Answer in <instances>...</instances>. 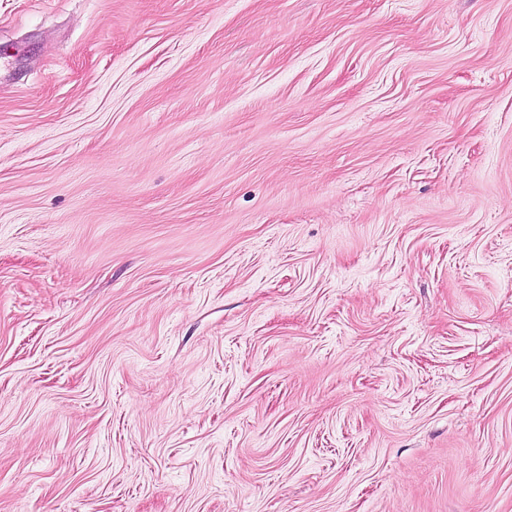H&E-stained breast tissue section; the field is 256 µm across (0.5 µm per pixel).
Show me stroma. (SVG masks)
Masks as SVG:
<instances>
[{
    "instance_id": "stroma-1",
    "label": "stroma",
    "mask_w": 512,
    "mask_h": 512,
    "mask_svg": "<svg viewBox=\"0 0 512 512\" xmlns=\"http://www.w3.org/2000/svg\"><path fill=\"white\" fill-rule=\"evenodd\" d=\"M0 512H512V0H0Z\"/></svg>"
}]
</instances>
